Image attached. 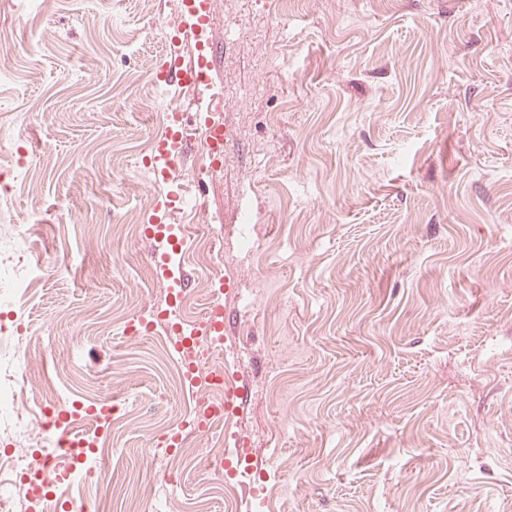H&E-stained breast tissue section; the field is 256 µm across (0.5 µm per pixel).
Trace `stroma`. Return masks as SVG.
Masks as SVG:
<instances>
[{"mask_svg":"<svg viewBox=\"0 0 512 512\" xmlns=\"http://www.w3.org/2000/svg\"><path fill=\"white\" fill-rule=\"evenodd\" d=\"M179 0H0V248L42 232L40 293L0 308L46 419L106 405L66 512H512V0H211L220 170L143 163L193 90L151 73ZM187 240L199 319L247 394L233 500L166 434L199 393L153 320L171 282L142 224Z\"/></svg>","mask_w":512,"mask_h":512,"instance_id":"1","label":"stroma"}]
</instances>
